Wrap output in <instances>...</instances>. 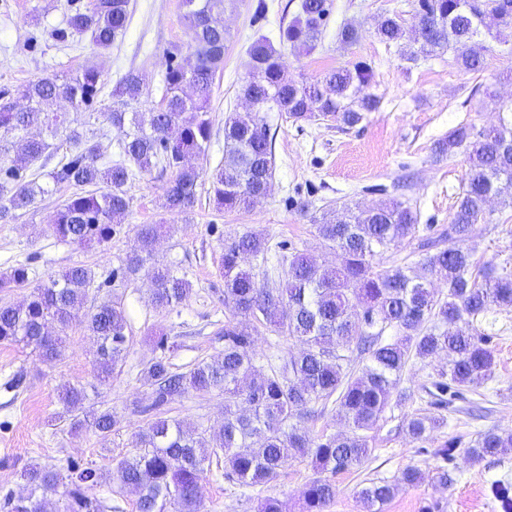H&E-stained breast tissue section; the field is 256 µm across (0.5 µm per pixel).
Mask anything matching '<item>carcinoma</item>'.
Instances as JSON below:
<instances>
[{
  "label": "carcinoma",
  "mask_w": 512,
  "mask_h": 512,
  "mask_svg": "<svg viewBox=\"0 0 512 512\" xmlns=\"http://www.w3.org/2000/svg\"><path fill=\"white\" fill-rule=\"evenodd\" d=\"M129 4L94 0L90 8L69 14L68 29L98 48H108L126 29ZM331 6V0H301L298 14L280 30V45L316 47ZM181 7L192 30L194 65L187 69L169 64L160 80L161 103L145 109L140 105L150 89L146 75L130 72L121 78L108 113L112 126L123 134L118 159L100 167L96 138L106 136L103 129L90 137L74 131L70 139L77 149L41 183L27 174V165L46 166L53 144L41 136L26 140L14 164L0 166V222L15 219L16 211L39 196L75 188L53 213L49 229L65 243H106L130 207L127 185L135 172L157 169L171 174L165 189L168 209L182 213L193 207L202 172L187 160L208 154L212 84L224 66L228 32L221 21L224 0H182ZM488 18L512 30V0H418L411 26L397 15H384L375 35L410 62L448 51L460 70L470 72L480 67L475 38L487 28ZM249 55L251 73L238 95L255 110L224 119V161L211 176L215 198L227 212L254 207L272 180V138L257 108L283 112L295 122H334L343 129L359 124L381 102L374 69L366 62L332 70L311 83L288 77L280 53L263 35L251 43ZM103 85L101 71L93 66L70 77L31 81L18 89L26 106L15 107L9 96L0 99V130L16 134L37 128L54 136L65 116L45 111L44 102L62 99L84 112ZM188 86L191 96L184 92ZM460 149L468 152L469 168L448 225L451 243L410 265L380 269L375 262L377 255L418 231L417 212L394 199L357 211L345 205L329 217L313 219L319 236L336 251L338 264L318 265L301 253L284 256V278L266 287L244 266L246 257L268 262L265 235L246 232L224 244V307L231 315L224 321L221 356L184 373L170 371L162 358L144 369L158 416L137 433L135 452L113 472L120 487L137 493L136 512H200L207 471L214 468L229 481L264 487L299 458L310 459L314 471L302 493L303 512H324L336 497L333 477L369 458L366 432L381 419L411 357L448 353V369L441 370L435 383L442 396H457L491 378L496 366L491 337L472 333L470 321L495 307L512 308V272L477 264L465 242L475 225L486 222L488 200L512 204V120L502 118L479 131L457 126L436 143L434 153L451 157ZM161 229L160 224L139 228L128 272L139 269L140 254L154 251ZM150 282L151 301L159 309L179 306L192 291L190 282L167 265L154 267ZM28 283L24 266L0 275V289ZM93 283L91 269L75 264L36 286L25 303L0 305V344H22L40 362L52 363L60 356L66 330L81 316L98 344L96 379L110 382L126 359L127 319L116 301L85 308ZM262 329L288 336L300 350L279 363L269 362L266 369L256 366L254 337ZM388 329L396 332L390 340L383 338ZM189 391L224 393V424L218 430H199L160 416ZM86 400L83 388L63 390L60 401L70 430L90 428L107 438L117 419L85 409ZM331 400L348 431L315 438L297 420L315 415L316 405L324 407ZM445 424L442 416L413 415L405 430L412 440L423 442ZM510 448L512 430L492 427L471 442L467 453L480 461ZM20 477L28 493L5 495L0 512H46L45 497L61 484L59 474L30 464ZM102 477L93 466L69 467L63 483L65 512H107L109 506L92 493ZM421 479L417 467H407L398 483L372 481L358 491V498L365 512H380L397 484L413 486ZM491 494L501 512H512L511 482H495Z\"/></svg>",
  "instance_id": "carcinoma-1"
}]
</instances>
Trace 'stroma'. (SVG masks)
<instances>
[{
	"label": "stroma",
	"instance_id": "obj_1",
	"mask_svg": "<svg viewBox=\"0 0 512 512\" xmlns=\"http://www.w3.org/2000/svg\"><path fill=\"white\" fill-rule=\"evenodd\" d=\"M91 0H0V92L12 91L44 77L70 76L83 67L99 68L107 83L95 114L70 111L62 101L50 102L48 111L67 115V127L54 142L59 155L74 152L70 130L88 133L104 127L103 159L114 156L120 136L106 118L112 108V91L128 71L146 73L158 83L170 60L189 65L190 31L182 18L181 0H131L127 27L109 48L94 46L89 38L74 35L58 40L71 10L86 8ZM300 0H228L223 20L229 34L224 68L215 79L210 102L213 135L209 157L200 161L204 172L193 207L185 213L168 211L167 177L158 173L137 176L127 186L130 208L109 242L78 247L59 241L48 229L67 191L36 199L20 210L16 220L0 223V274L27 267L31 285L81 263L89 267L96 285L88 303L121 301L128 318L127 358L112 381L94 378L97 343L84 323L73 322L61 355L51 364L38 361L20 345H0V498L21 495L22 467L40 464L67 474L70 464H90L108 472L134 450L135 435L152 417L147 407L151 388L143 369L159 351L156 333L168 338L174 371L184 372L195 363L217 358L224 348L221 331L230 314L224 306L221 269L225 241L246 232L263 233L271 252L259 283L277 278L278 245L288 252L304 253L318 264L331 265L336 253L317 233L310 218L342 205L367 207L388 199L408 202L418 214L415 238L391 247L378 257L380 268L418 260L421 240H447L455 203L465 187L469 160L466 153L436 159V140L454 127L467 124L481 129L498 123L512 112V32L491 29L476 40L483 58L478 71L463 72L452 54L419 58L410 63L395 48L375 35L381 15L395 14L411 23L417 0H332V11L314 51L290 47L281 61L290 77L313 81L332 69L370 63L378 82L381 104L350 129L322 121L295 122L278 112L265 113L273 138L274 170L268 196L246 212H228L211 189L210 174L224 159V117L245 112L249 106L237 95L248 76V48L260 35L278 42L279 30L297 14ZM356 25L360 39L351 45L338 41L344 23ZM176 57H169V50ZM312 202L310 215L296 204ZM143 224L161 225L159 241L144 257L136 273H126V262L137 245ZM476 261L512 270V208L491 203L485 223L477 225L467 243ZM166 265L192 284L190 297L172 310L155 308L149 298L148 274ZM477 333L492 336L494 375L477 391L435 405L430 390L448 358H411L395 394L377 426L369 431L372 452L358 469L336 475V497L326 512H364L357 492L369 481L395 480L409 465L418 467L422 481L399 488L383 512H499L490 494L491 484L512 480V451L475 462L464 446L482 431L512 428V308H497L472 323ZM20 387H11L13 378ZM86 388L95 409L114 413L118 424L105 439L92 430L71 432L60 416L61 390ZM169 416L213 430L224 421V395L187 394L168 405ZM421 414L445 417L447 424L429 440L411 441L403 422ZM452 438L462 445L453 463H445L435 448ZM449 469L452 483L436 479ZM314 476L308 461L292 462L283 476L263 488L225 480H207L201 512H257L261 498L275 497L289 512H299L302 491Z\"/></svg>",
	"mask_w": 512,
	"mask_h": 512
}]
</instances>
